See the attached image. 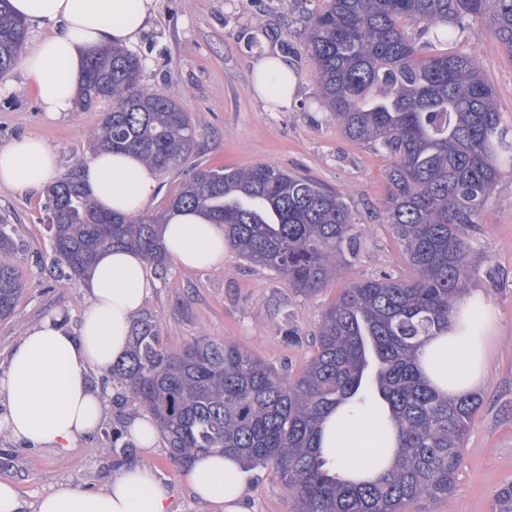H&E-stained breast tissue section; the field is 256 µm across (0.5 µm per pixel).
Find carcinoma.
I'll list each match as a JSON object with an SVG mask.
<instances>
[{
	"mask_svg": "<svg viewBox=\"0 0 512 512\" xmlns=\"http://www.w3.org/2000/svg\"><path fill=\"white\" fill-rule=\"evenodd\" d=\"M477 22L512 55V0H323L306 17L305 49L329 112L348 139L391 159L384 219L415 278L385 275L342 288L294 379L206 335L169 349L155 319L137 321L107 381L154 416L173 462L221 452L249 468L270 465L296 512H404L416 499L451 497L480 399L440 393L418 352L425 338L448 332L472 276L463 228L512 173L494 86L477 54L457 48ZM26 39L25 22L0 0V77L17 65ZM433 43L446 51L424 54ZM142 69L141 58L120 47L90 55L77 109L112 102L95 147L136 154L160 170L178 167L195 152L194 123L167 91L139 88ZM52 186L66 199L64 218L49 225L63 277L84 278L100 252L120 246L167 269L156 220L114 215L100 223L103 212L74 170ZM170 207L224 225L235 252L305 295L336 280L359 233L337 191L267 164L199 167ZM17 254L0 217V319L25 288ZM367 401L389 407L397 451L376 480H343L322 455V427L341 405ZM495 512H512V484L498 490Z\"/></svg>",
	"mask_w": 512,
	"mask_h": 512,
	"instance_id": "carcinoma-1",
	"label": "carcinoma"
}]
</instances>
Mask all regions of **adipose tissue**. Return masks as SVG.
<instances>
[{"label":"adipose tissue","instance_id":"1","mask_svg":"<svg viewBox=\"0 0 512 512\" xmlns=\"http://www.w3.org/2000/svg\"><path fill=\"white\" fill-rule=\"evenodd\" d=\"M12 14L30 24L54 25L21 59L28 84L48 118L76 110L77 91L88 54L115 44L132 45L149 28L156 0H9ZM252 80L262 99L286 102L295 94V71L276 56L254 66ZM58 167L56 153L40 138L27 136L0 148V187L38 190ZM81 179L99 208L126 217L148 206L155 171L131 153L97 151L82 166ZM168 256L188 270L224 263V229L202 214L184 210L161 228ZM156 285L137 251H102L87 283L88 304L77 326L49 316L31 327L12 348L0 372V430L39 448L66 451L102 425L106 394L93 381L110 373L125 355L137 314ZM498 317L486 298L473 293L459 299L448 334L431 337L421 359L436 387L449 396L485 388L487 355ZM382 438L372 409L332 415L323 445L339 449L347 472L366 467ZM194 498L207 512H251L248 473L240 459L221 453L197 456L186 473ZM36 512H174L171 493L145 464L121 468L100 490L61 486L42 495Z\"/></svg>","mask_w":512,"mask_h":512}]
</instances>
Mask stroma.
<instances>
[{
	"instance_id": "stroma-1",
	"label": "stroma",
	"mask_w": 512,
	"mask_h": 512,
	"mask_svg": "<svg viewBox=\"0 0 512 512\" xmlns=\"http://www.w3.org/2000/svg\"><path fill=\"white\" fill-rule=\"evenodd\" d=\"M321 0H158L145 35L132 45L143 61L141 86L167 90L196 126L197 149L190 164L248 168L268 163L339 192L361 224L356 255L328 288L304 296L287 279L226 251L224 264L186 270L170 264L142 313L160 325L162 339L178 350L201 335L232 342L297 377L315 352L322 314L351 282L389 274L414 275L389 225L383 203L389 192V160L373 145L346 138L322 104L314 69L304 48L305 17ZM476 50L497 92L502 127L512 137V55L483 23L473 24L458 44ZM279 55L298 76L295 96L278 105L253 90L251 74L262 52ZM0 91V147L25 136L41 137L58 156V173L77 168L107 104L50 121L21 68ZM42 191L0 188V213L7 215L18 246L26 288L14 313L0 320V364L25 332L59 314L76 324L87 305L84 283L59 282L51 250ZM476 272L472 290L482 292L499 316L488 356V379L467 435L447 500H420L407 512H494L497 491L512 483V174L498 184L490 202L467 230ZM298 339L289 342L286 333ZM145 462L168 486L177 512H204L165 445L144 456L136 445L122 450L95 435L59 454L28 448L0 433V478L11 479L34 512L38 498L68 484L104 487L120 468ZM253 512H294L295 502L272 468L252 469Z\"/></svg>"
}]
</instances>
